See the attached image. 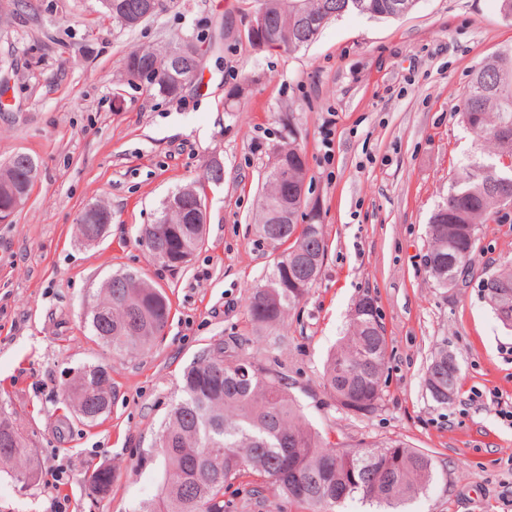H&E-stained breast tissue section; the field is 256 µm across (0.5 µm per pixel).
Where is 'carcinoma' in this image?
Wrapping results in <instances>:
<instances>
[{
  "label": "carcinoma",
  "mask_w": 512,
  "mask_h": 512,
  "mask_svg": "<svg viewBox=\"0 0 512 512\" xmlns=\"http://www.w3.org/2000/svg\"><path fill=\"white\" fill-rule=\"evenodd\" d=\"M274 2L275 43L297 49L314 42L324 27L326 11L356 12L396 18L387 0H261ZM104 14L131 29L130 17L144 0H98ZM197 37L178 38L161 49L139 48L125 58L127 76L137 81L133 66L155 74L141 82L147 91L175 97L197 72L168 73L162 56L170 50L202 49ZM461 122L482 144L479 153L448 185V195L427 225V271L440 288L464 281L476 248L477 231L490 220L504 221L512 206V173L501 158H512V47L475 68L460 110ZM288 156V183L277 166L265 173L255 198L258 237L277 251L261 282L249 290L247 309L260 330L284 326L288 311L318 279L326 257L323 225L305 222V198L285 193L306 180L302 150L290 142L279 149ZM37 176L35 160L14 155L0 167V207L24 205ZM224 181V167L209 165L204 182L179 188L161 204L157 222L146 225L141 240L153 259L166 267L173 255L193 256L205 243L206 184ZM112 214L102 204L87 206L79 218L85 242L103 238ZM497 319L512 327V267L485 274L479 282ZM85 327L112 354L132 356L148 350L167 327L170 303L166 292L141 272L119 269L89 294ZM388 341L376 308L360 299L349 315V327L329 354L324 386L343 409L361 405L373 412L383 400L382 375ZM460 365L448 364V350L427 366L426 394L439 405L452 400ZM64 400L83 422L93 425L111 409L112 386L107 367H83L67 387ZM154 447L158 462L156 494L139 502L135 512H226L225 491L242 477L258 488L273 490L310 512H335L349 500L372 506L403 502L424 494L435 469L429 455L401 438H387L348 448L312 429L281 376L218 343L203 350L183 370L174 404L161 424ZM31 456L26 439L10 415L0 411V464ZM112 485V469L98 467L89 478Z\"/></svg>",
  "instance_id": "cac0c4a2"
}]
</instances>
